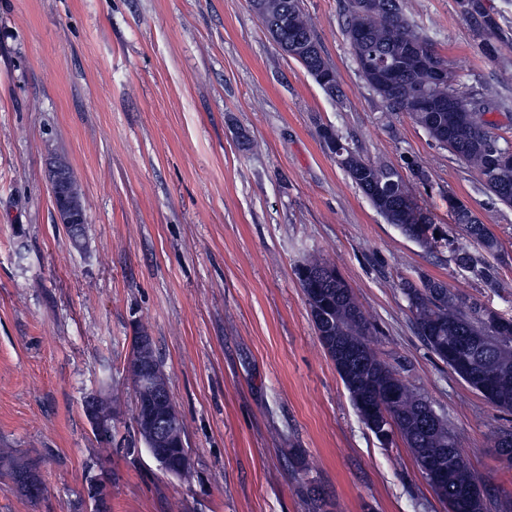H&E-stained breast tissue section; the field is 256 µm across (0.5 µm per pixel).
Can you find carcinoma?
Here are the masks:
<instances>
[{
  "label": "carcinoma",
  "instance_id": "carcinoma-1",
  "mask_svg": "<svg viewBox=\"0 0 512 512\" xmlns=\"http://www.w3.org/2000/svg\"><path fill=\"white\" fill-rule=\"evenodd\" d=\"M471 9L462 12L470 30L483 38L485 50L494 55L505 43L494 14L485 0H470ZM273 14L288 23L299 37L311 44L315 52L314 67L306 72L331 98H340L336 72L323 56L322 48L304 16L301 0H275ZM344 33L349 42L358 71L367 85L390 112H404L441 147L472 165L479 172L490 194L504 205L512 206V161L504 163L499 154L512 150V143L489 131L485 119L490 103L466 89L447 68L431 41L405 17L401 0H344ZM445 69L448 79L435 81V68ZM332 153L360 156L349 142L330 128L320 132ZM348 178L362 191L373 208L389 224L397 226L409 239L432 252L447 247L458 268L482 278L490 286L496 284L493 267L484 258L460 247L438 231L427 210L409 194L404 176L391 166L351 163L344 167ZM454 222L463 226L466 235L482 251L494 253L499 242L461 200L448 197ZM323 272L313 273L304 266L296 268L297 278L306 296L311 318L328 354L336 349V340L350 346L369 343L371 332L351 288L336 283V268L322 265ZM415 328L425 346L442 362L448 363L443 348L452 339L462 345L479 341L485 348L472 358L467 374L457 373L470 388L480 391L485 383L493 385L486 400L495 407L512 411V357H498L497 346L512 345V318H494L479 300L451 292L437 280L424 277L417 285L403 282ZM354 405L374 394L385 393L398 386L399 375L385 362L367 353V363L355 373L340 375ZM421 396L410 392L399 395L390 414V428L412 453L418 468L426 467L431 456L448 459L457 451L454 435L446 420L440 428L428 432L420 428L419 418L432 409ZM18 490L30 494L29 485L39 482L35 468L29 464L11 463L7 468ZM472 473L446 471L443 482L431 489L448 508V512H486L464 495ZM308 512H327L324 492L315 487L305 491Z\"/></svg>",
  "mask_w": 512,
  "mask_h": 512
}]
</instances>
